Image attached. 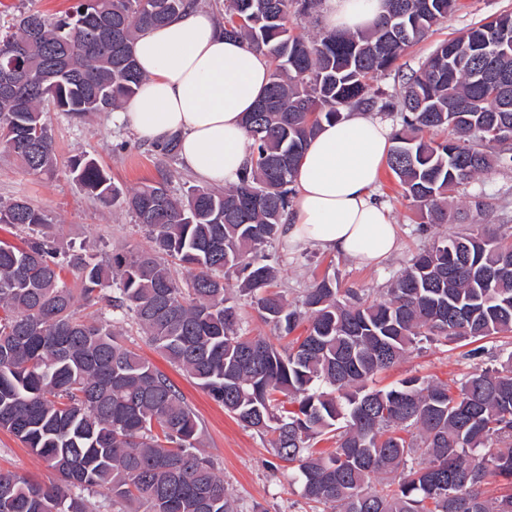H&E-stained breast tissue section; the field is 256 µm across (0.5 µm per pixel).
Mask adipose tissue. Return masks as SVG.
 Returning <instances> with one entry per match:
<instances>
[{
	"label": "adipose tissue",
	"instance_id": "adipose-tissue-1",
	"mask_svg": "<svg viewBox=\"0 0 512 512\" xmlns=\"http://www.w3.org/2000/svg\"><path fill=\"white\" fill-rule=\"evenodd\" d=\"M387 0H326L325 28L373 29ZM135 56L143 75L118 122L157 143L177 137L183 164L203 183L237 184L251 140L244 124L269 82L263 54L226 38L216 17L197 7L140 34ZM393 145L390 125L358 108L323 125L295 175L296 192L281 238L365 264L398 247L397 226L374 188Z\"/></svg>",
	"mask_w": 512,
	"mask_h": 512
}]
</instances>
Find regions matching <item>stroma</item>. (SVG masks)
Segmentation results:
<instances>
[{
    "label": "stroma",
    "mask_w": 512,
    "mask_h": 512,
    "mask_svg": "<svg viewBox=\"0 0 512 512\" xmlns=\"http://www.w3.org/2000/svg\"><path fill=\"white\" fill-rule=\"evenodd\" d=\"M459 3L455 13L434 26L400 60L399 72L374 77L373 85L395 92L402 74L418 70L439 42L490 16L512 12V0ZM75 4L76 0H0V33L10 31L22 12L37 11L54 18ZM49 119L57 158L54 170L30 173L15 156L0 149V201L23 198L43 209L55 227L60 251L68 254L79 252L96 258L104 249H148L149 241L135 226L132 215L123 208L103 207L87 195L73 179L70 162L82 155L94 158L112 181L130 191L158 178L161 166L154 143L118 123L112 112H95L79 122L53 111ZM483 190L495 194L501 205L483 213L479 228L512 235V171L495 170L480 175L459 191L455 198L457 207L466 208L470 197ZM375 195L388 207L399 228L398 250L379 264L365 265L318 248L292 250L282 241H274L267 252L278 269L277 287L289 302H298L306 288L325 276L337 279L341 287L356 289L365 299L383 298L389 283L404 271L414 254L429 246L435 237L461 230L457 224H437L430 231H420L417 208L405 197L390 170H383ZM127 342L171 379L198 415L203 427L202 448L216 462L224 490L234 500L238 512H310V504L293 480L292 466L276 457L266 438L225 413L221 405L136 333H129ZM484 346L483 354L472 357L463 342L420 343L392 368L378 373L372 385L385 388L412 377L460 380L470 372L498 365L512 352V336L485 340ZM0 468L46 485L56 480L54 473L28 448L1 430Z\"/></svg>",
    "instance_id": "1"
}]
</instances>
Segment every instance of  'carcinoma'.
<instances>
[{
  "label": "carcinoma",
  "instance_id": "1",
  "mask_svg": "<svg viewBox=\"0 0 512 512\" xmlns=\"http://www.w3.org/2000/svg\"><path fill=\"white\" fill-rule=\"evenodd\" d=\"M321 2L215 3L224 36L270 66L244 119L252 145L238 184L176 197L164 171L126 192L94 159L73 161L89 194L148 231L150 251L62 255L42 209L0 203V224L27 231L21 245L0 241V430L58 476L44 486L0 470V512H236L181 392L125 345L116 321L77 315L100 302L132 314L172 365L269 437L276 456L296 465L306 500L336 512H512V354L454 391L415 377L368 386L424 339L512 335V238L471 229L435 240L371 302L324 277L304 295L303 313L269 290L277 271L264 255L309 142L351 107L399 119L387 166L420 224L464 223L453 194L495 167L512 171V13L440 43L388 94L371 78L392 71L457 0H388L369 32H296ZM193 4L77 0L55 21L21 15L16 31L0 35V66L28 74L0 94V148L32 173L52 170L46 107L75 120L122 109L143 81L139 33ZM441 129L452 137H431ZM174 264L190 275L176 278ZM239 296L281 334L307 322L305 335L281 350L247 335ZM328 438L334 448H316ZM488 484L496 496L485 495ZM100 489L109 503L90 501Z\"/></svg>",
  "mask_w": 512,
  "mask_h": 512
}]
</instances>
